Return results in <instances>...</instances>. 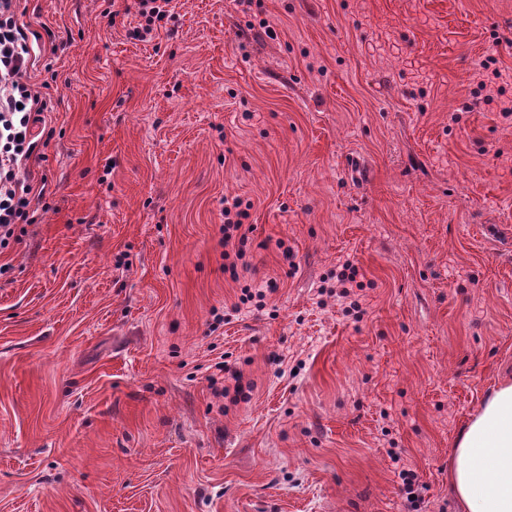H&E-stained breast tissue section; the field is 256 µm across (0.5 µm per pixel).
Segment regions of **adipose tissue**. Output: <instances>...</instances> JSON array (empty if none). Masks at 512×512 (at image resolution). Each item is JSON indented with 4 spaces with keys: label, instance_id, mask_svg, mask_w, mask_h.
<instances>
[{
    "label": "adipose tissue",
    "instance_id": "adipose-tissue-1",
    "mask_svg": "<svg viewBox=\"0 0 512 512\" xmlns=\"http://www.w3.org/2000/svg\"><path fill=\"white\" fill-rule=\"evenodd\" d=\"M450 482L465 512H512V382L491 390L455 441Z\"/></svg>",
    "mask_w": 512,
    "mask_h": 512
}]
</instances>
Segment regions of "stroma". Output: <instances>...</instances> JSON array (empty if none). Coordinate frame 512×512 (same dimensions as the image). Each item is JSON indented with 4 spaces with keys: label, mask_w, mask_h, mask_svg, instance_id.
Masks as SVG:
<instances>
[{
    "label": "stroma",
    "mask_w": 512,
    "mask_h": 512,
    "mask_svg": "<svg viewBox=\"0 0 512 512\" xmlns=\"http://www.w3.org/2000/svg\"><path fill=\"white\" fill-rule=\"evenodd\" d=\"M17 12L57 192L0 251V512H402L404 469L463 512L449 454L512 378V0ZM124 15H134L138 20V26L134 27L130 34L135 39L143 40L154 30L156 22L162 21L168 16L172 8V0H121ZM130 2V3H129ZM242 201L237 197L232 198H224V207L221 210V215L224 217V227H222V231L224 232V247L232 245V241H236L237 243L233 244L234 246V254H232L225 250L224 251V260L228 261V263L224 264V269L228 270L233 278H239L238 274V261H241V267L243 269L248 268V263L243 261L245 257L244 244H245V235L239 234L242 226L244 225V220L249 217L248 208L246 206L245 209L242 208ZM232 260L230 261V259Z\"/></svg>",
    "instance_id": "obj_1"
}]
</instances>
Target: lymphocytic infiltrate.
<instances>
[{
  "instance_id": "1",
  "label": "lymphocytic infiltrate",
  "mask_w": 512,
  "mask_h": 512,
  "mask_svg": "<svg viewBox=\"0 0 512 512\" xmlns=\"http://www.w3.org/2000/svg\"><path fill=\"white\" fill-rule=\"evenodd\" d=\"M14 2L0 0V249L18 241L19 225L37 222L39 204L51 193L48 182L35 186L25 175L43 137L37 126L47 104L26 80L35 41Z\"/></svg>"
}]
</instances>
